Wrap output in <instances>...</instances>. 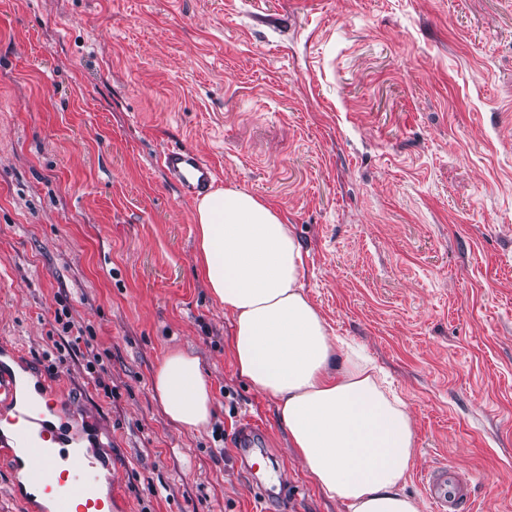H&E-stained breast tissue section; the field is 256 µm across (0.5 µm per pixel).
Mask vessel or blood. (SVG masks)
I'll return each instance as SVG.
<instances>
[{
	"instance_id": "obj_1",
	"label": "vessel or blood",
	"mask_w": 512,
	"mask_h": 512,
	"mask_svg": "<svg viewBox=\"0 0 512 512\" xmlns=\"http://www.w3.org/2000/svg\"><path fill=\"white\" fill-rule=\"evenodd\" d=\"M160 163L188 199L210 192L217 181L211 163L181 147L163 152ZM18 390L17 376L0 362V411L8 413L13 426L10 436L0 435V458L11 460L14 470L28 476L15 484V495L31 503L39 489L50 495L54 512H112L111 498L99 489L100 454L92 447L75 446L69 434L53 426L46 416L53 406L49 391L22 399ZM266 443L264 429L251 420L243 422L232 438L240 467L259 498L276 502L286 498L288 486L281 472L268 469ZM422 484L435 512H471V480L456 467L437 466Z\"/></svg>"
}]
</instances>
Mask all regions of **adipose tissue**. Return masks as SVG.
Masks as SVG:
<instances>
[{
    "label": "adipose tissue",
    "instance_id": "obj_1",
    "mask_svg": "<svg viewBox=\"0 0 512 512\" xmlns=\"http://www.w3.org/2000/svg\"><path fill=\"white\" fill-rule=\"evenodd\" d=\"M199 269L232 317L236 368L276 402L288 442L323 494L346 512H420L406 491L416 434L407 404L354 342L331 335L308 296L303 248L271 205L236 186L195 205ZM155 388L169 419L211 418L197 357L168 354Z\"/></svg>",
    "mask_w": 512,
    "mask_h": 512
}]
</instances>
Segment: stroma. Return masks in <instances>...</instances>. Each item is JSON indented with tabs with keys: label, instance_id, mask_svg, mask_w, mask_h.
<instances>
[{
	"label": "stroma",
	"instance_id": "stroma-1",
	"mask_svg": "<svg viewBox=\"0 0 512 512\" xmlns=\"http://www.w3.org/2000/svg\"><path fill=\"white\" fill-rule=\"evenodd\" d=\"M173 146L291 224L330 332L411 410L421 512L442 463L473 512H512V0H0V348L108 461L114 512H262L246 419L288 512H345L235 368ZM178 349L212 395L198 430L154 388ZM267 436L264 429L252 420L243 422L232 438V447L240 468L251 480L263 502H276L286 498L287 481L280 471H270L265 460Z\"/></svg>",
	"mask_w": 512,
	"mask_h": 512
}]
</instances>
